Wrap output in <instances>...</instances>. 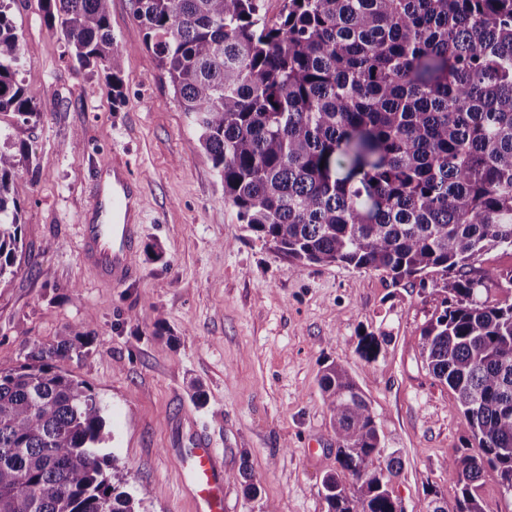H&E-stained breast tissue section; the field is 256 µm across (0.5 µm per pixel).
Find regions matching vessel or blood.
Listing matches in <instances>:
<instances>
[{
    "instance_id": "b4317fda",
    "label": "vessel or blood",
    "mask_w": 512,
    "mask_h": 512,
    "mask_svg": "<svg viewBox=\"0 0 512 512\" xmlns=\"http://www.w3.org/2000/svg\"><path fill=\"white\" fill-rule=\"evenodd\" d=\"M94 181V209L81 226V238L94 252L98 274L119 282L131 273L144 184L117 162L96 172ZM191 444L185 480L196 512H224V482L217 454L202 436H195Z\"/></svg>"
}]
</instances>
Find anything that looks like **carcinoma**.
<instances>
[{
  "instance_id": "1",
  "label": "carcinoma",
  "mask_w": 512,
  "mask_h": 512,
  "mask_svg": "<svg viewBox=\"0 0 512 512\" xmlns=\"http://www.w3.org/2000/svg\"><path fill=\"white\" fill-rule=\"evenodd\" d=\"M13 0H0V120L38 118L20 76ZM82 69L125 101L111 0H43ZM131 0L224 198L297 267L343 265L431 286L428 372L453 393L473 451L445 462L453 509L484 512L483 472L512 478V298L481 301L485 253L512 249V0ZM0 279L23 254L15 177L32 148L0 130ZM89 325L0 369V512H139L114 485L105 406L58 363ZM319 387L336 433L328 512H395L388 454L361 388L337 364Z\"/></svg>"
}]
</instances>
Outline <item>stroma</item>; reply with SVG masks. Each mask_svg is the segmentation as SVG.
<instances>
[{
	"instance_id": "1",
	"label": "stroma",
	"mask_w": 512,
	"mask_h": 512,
	"mask_svg": "<svg viewBox=\"0 0 512 512\" xmlns=\"http://www.w3.org/2000/svg\"><path fill=\"white\" fill-rule=\"evenodd\" d=\"M11 12L23 67L38 76L30 94L40 118L10 130L33 158L13 185L24 257L0 282V367L90 325L91 346L61 368L105 406L115 469L141 512H196L181 468L193 432L224 460V512H327L322 482L337 443L318 380L335 363L366 393L385 447L398 453L393 487L405 512H427L436 496L454 503L443 464L467 453L468 435L452 392L421 358V329L436 307L429 289L376 270L299 268L246 232L144 47L130 0L111 4L126 93L117 109L102 71H76L41 0H14ZM112 160L145 183L132 274L117 285L91 270L79 236L94 169ZM511 268V250L474 263L482 299L505 297L497 275ZM366 333L381 339L370 362L359 353ZM243 471L256 497L246 496Z\"/></svg>"
}]
</instances>
